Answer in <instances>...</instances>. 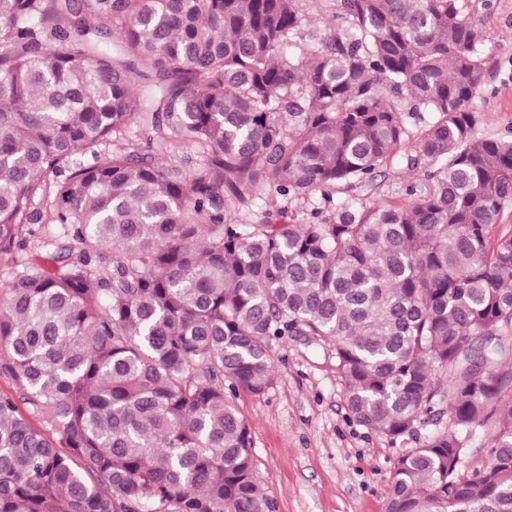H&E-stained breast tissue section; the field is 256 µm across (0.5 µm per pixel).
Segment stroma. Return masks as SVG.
Masks as SVG:
<instances>
[{
    "instance_id": "35a3bbf8",
    "label": "stroma",
    "mask_w": 512,
    "mask_h": 512,
    "mask_svg": "<svg viewBox=\"0 0 512 512\" xmlns=\"http://www.w3.org/2000/svg\"><path fill=\"white\" fill-rule=\"evenodd\" d=\"M462 7L480 22L485 68V84L472 100L475 132L497 137L512 131V0H462ZM413 178L398 157L354 194L395 198ZM273 354V387L234 398L250 427L259 487L277 512H385L395 450L385 436L349 419L330 347L299 336L274 345Z\"/></svg>"
}]
</instances>
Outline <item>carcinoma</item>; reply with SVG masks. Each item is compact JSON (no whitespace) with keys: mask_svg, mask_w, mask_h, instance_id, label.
<instances>
[{"mask_svg":"<svg viewBox=\"0 0 512 512\" xmlns=\"http://www.w3.org/2000/svg\"><path fill=\"white\" fill-rule=\"evenodd\" d=\"M305 26L299 0H0V512H276L231 397L289 336L396 448L385 512H512V135H473L479 24L336 0L310 58ZM398 156L404 194L334 203ZM259 189L330 208L238 223Z\"/></svg>","mask_w":512,"mask_h":512,"instance_id":"obj_1","label":"carcinoma"}]
</instances>
